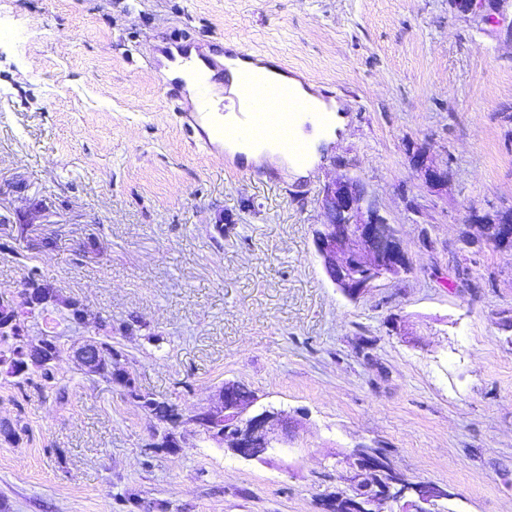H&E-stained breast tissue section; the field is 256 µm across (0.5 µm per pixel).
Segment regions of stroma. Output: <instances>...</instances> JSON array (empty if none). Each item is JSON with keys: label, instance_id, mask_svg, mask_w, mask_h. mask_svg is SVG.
I'll use <instances>...</instances> for the list:
<instances>
[{"label": "stroma", "instance_id": "35a3bbf8", "mask_svg": "<svg viewBox=\"0 0 512 512\" xmlns=\"http://www.w3.org/2000/svg\"><path fill=\"white\" fill-rule=\"evenodd\" d=\"M229 41L333 92L343 126L305 175L194 145L157 49ZM428 150L448 185L410 158ZM359 180L398 225L410 273L347 299L313 243L323 188ZM512 210V42L448 0H0V293L29 268L76 300L53 381L0 374L9 512H325L352 448H385L444 512H512V250L463 247L470 207ZM55 246H38L41 234ZM94 251H87L88 241ZM112 322L137 387L213 405L225 381L294 422L245 460L81 370ZM412 166L421 174L425 183L431 188L440 189L448 184V170L438 166L428 165L423 156L413 155Z\"/></svg>", "mask_w": 512, "mask_h": 512}]
</instances>
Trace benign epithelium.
Returning <instances> with one entry per match:
<instances>
[{"mask_svg": "<svg viewBox=\"0 0 512 512\" xmlns=\"http://www.w3.org/2000/svg\"><path fill=\"white\" fill-rule=\"evenodd\" d=\"M501 0H449L460 13H474L492 24ZM412 166L432 188L448 184V170L429 165L424 157H411ZM321 206L327 221L314 231V246L323 267L339 290L355 300L378 283L397 278L411 268L409 254L397 225L380 215L360 183L342 177L325 185ZM481 241L496 248L512 247V223L494 225L493 235ZM22 309L31 305L29 290L0 294V306ZM86 373L96 370L102 354L93 341L76 348ZM258 398L242 391L235 381L224 382L218 404L197 411L191 423L199 432L226 445L234 455L263 461L270 451L292 440L288 413L271 406L251 411ZM348 469L338 475L346 485L352 512H377L375 506L406 500L414 512H434L438 504L455 497L448 487L433 482H408L389 465L381 450L359 444L349 454Z\"/></svg>", "mask_w": 512, "mask_h": 512, "instance_id": "1", "label": "benign epithelium"}]
</instances>
